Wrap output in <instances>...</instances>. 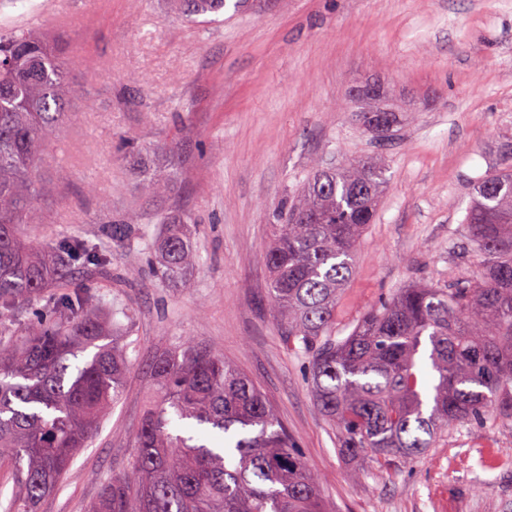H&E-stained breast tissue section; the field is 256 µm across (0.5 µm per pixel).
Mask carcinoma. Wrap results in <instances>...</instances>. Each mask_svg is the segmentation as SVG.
Wrapping results in <instances>:
<instances>
[{
	"instance_id": "obj_1",
	"label": "carcinoma",
	"mask_w": 512,
	"mask_h": 512,
	"mask_svg": "<svg viewBox=\"0 0 512 512\" xmlns=\"http://www.w3.org/2000/svg\"><path fill=\"white\" fill-rule=\"evenodd\" d=\"M74 97L66 64L43 34L0 32V318L35 307L26 337L0 341V465L17 493L5 512H37L119 398L130 367L125 344L106 341L97 301L66 269L24 243L19 224L44 223L47 191L37 152L57 133ZM362 123L389 136L395 113L369 108ZM499 169L478 179L450 253L480 263L448 281L413 283L365 311L336 337V303L387 183L385 162L316 164L278 213L261 259L269 312L288 347L308 359L311 398L349 460L380 472L410 464L449 431L473 422L512 426V141ZM171 182L144 169L138 190L159 201ZM158 246L165 275L185 285L197 248L185 216H168ZM57 252L84 265L107 254L63 239ZM81 365H72L86 352ZM156 395L135 434L129 470L102 483L91 512H328L319 478L254 381L185 340L150 368Z\"/></svg>"
}]
</instances>
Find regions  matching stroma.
<instances>
[{
  "mask_svg": "<svg viewBox=\"0 0 512 512\" xmlns=\"http://www.w3.org/2000/svg\"><path fill=\"white\" fill-rule=\"evenodd\" d=\"M0 0V28L51 34L77 94L58 138L41 149L51 189L44 223L19 227L43 247L88 239L111 257L76 267L99 315L127 344L120 402L40 512H87L103 480L127 471L152 388L149 363L182 340L223 356L263 390L333 512H512V428L468 425L420 460L351 478L336 434L307 390V360L267 313L261 253L276 209L308 178L376 152L388 184L336 304V335L365 310L420 280L469 267L448 240L461 233L472 183L499 166L512 139V0H226L187 17L184 0ZM381 85L397 114L389 137L356 117L354 86ZM173 148V188L160 206L136 190L138 162ZM108 209H100L99 197ZM196 223L190 287L153 266L156 212ZM138 215L140 236L117 228Z\"/></svg>",
  "mask_w": 512,
  "mask_h": 512,
  "instance_id": "stroma-1",
  "label": "stroma"
}]
</instances>
